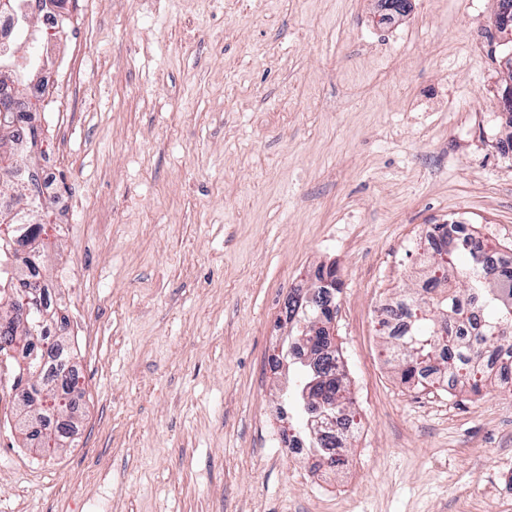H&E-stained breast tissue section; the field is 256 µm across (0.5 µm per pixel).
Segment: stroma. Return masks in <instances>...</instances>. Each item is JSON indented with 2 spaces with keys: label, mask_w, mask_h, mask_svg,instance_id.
Listing matches in <instances>:
<instances>
[{
  "label": "stroma",
  "mask_w": 512,
  "mask_h": 512,
  "mask_svg": "<svg viewBox=\"0 0 512 512\" xmlns=\"http://www.w3.org/2000/svg\"><path fill=\"white\" fill-rule=\"evenodd\" d=\"M67 0L18 93L69 213L40 278L78 374L63 448L0 388V512H512V381L415 389L379 303L424 296L420 237L512 254L498 0ZM335 267L359 427L311 475L283 441L288 297Z\"/></svg>",
  "instance_id": "stroma-1"
}]
</instances>
